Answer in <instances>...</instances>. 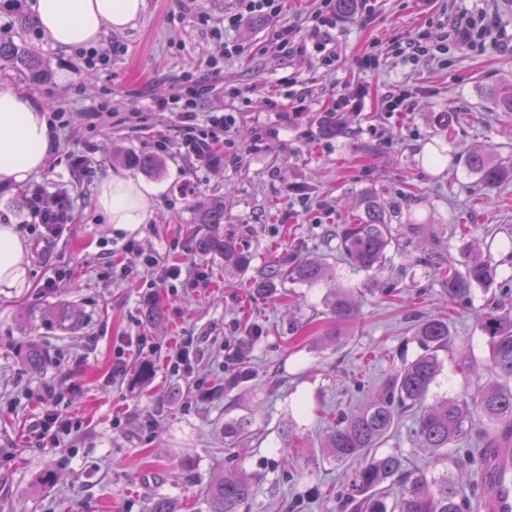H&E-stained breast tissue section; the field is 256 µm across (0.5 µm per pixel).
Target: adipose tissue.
Masks as SVG:
<instances>
[{"mask_svg":"<svg viewBox=\"0 0 512 512\" xmlns=\"http://www.w3.org/2000/svg\"><path fill=\"white\" fill-rule=\"evenodd\" d=\"M145 0H34L41 35L52 46L73 50L95 44L104 31H121L142 13ZM52 148L42 103L12 87L0 88V185L23 184L43 169ZM154 189L113 174L97 188V208L114 232L131 235L151 214ZM24 240L14 225L0 224V294L27 285Z\"/></svg>","mask_w":512,"mask_h":512,"instance_id":"ef3b65f1","label":"adipose tissue"}]
</instances>
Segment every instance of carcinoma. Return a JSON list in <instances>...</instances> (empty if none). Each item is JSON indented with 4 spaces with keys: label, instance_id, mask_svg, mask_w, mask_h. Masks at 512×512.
I'll return each mask as SVG.
<instances>
[{
    "label": "carcinoma",
    "instance_id": "obj_1",
    "mask_svg": "<svg viewBox=\"0 0 512 512\" xmlns=\"http://www.w3.org/2000/svg\"><path fill=\"white\" fill-rule=\"evenodd\" d=\"M24 0H0L14 18L13 26L27 28L31 18L24 13ZM14 73L33 83L48 80L51 72L45 62L22 40L0 32V75ZM500 112H512V86L489 92ZM318 135L338 139L348 134L343 118L336 112L314 116ZM122 161L150 175L162 172L163 161L154 154L128 153ZM465 166L481 182L496 187L512 181V158L494 157L475 151L465 158ZM398 212L383 206L376 192L366 189L356 213L336 225L333 239L336 253L347 263L365 272L380 273L391 262L390 252H401L413 245L419 233L417 224L395 223ZM203 229L192 234L195 250L203 256L224 261V271L245 274L252 294L264 296L279 283L312 287L335 277L328 274L322 258L294 252L284 260L271 259L253 267L256 254L224 233V201L214 199L199 208ZM454 230L468 239L464 260L454 261L448 245L439 238L417 244V262L428 268L448 296V304L465 302L478 288L490 287L498 277L499 264L490 251L470 239L471 225L456 224ZM357 310L354 295L341 284L332 285L330 311L338 322L352 318ZM28 319L61 331L82 328V316L67 304H44L31 309ZM160 320L159 310L150 297L144 298L142 321L153 327ZM480 329L488 338L490 362L478 366L470 347L456 346L461 369L477 380L474 392L465 391L451 398L428 401L431 385L441 371L439 353L451 349L448 322L427 318L417 322L414 336L423 353L395 369L384 392L371 399L363 410L345 415L329 427L323 437L325 458L350 470V483L343 507L349 512H466L472 508L462 494L456 475H439L411 466L398 452L377 453L404 415L414 422L419 448L436 456L439 462L457 464L462 457L476 473H481L489 450L512 445V309L499 306L484 313ZM25 368L41 372L48 364L42 344L30 341L21 351ZM251 421L240 418L224 424V437L244 441L251 436ZM255 480L246 472L225 474L208 487V512H245L253 496Z\"/></svg>",
    "mask_w": 512,
    "mask_h": 512
}]
</instances>
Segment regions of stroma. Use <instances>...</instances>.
Returning <instances> with one entry per match:
<instances>
[{"label": "stroma", "instance_id": "35a3bbf8", "mask_svg": "<svg viewBox=\"0 0 512 512\" xmlns=\"http://www.w3.org/2000/svg\"><path fill=\"white\" fill-rule=\"evenodd\" d=\"M376 21L339 16L336 64L313 51L288 54L273 42L280 26L305 37L318 0H285L275 19L224 29L239 0H145L133 25L105 32V62L89 66L85 50L70 52L44 40L37 27L24 38L46 59L52 77L13 87L45 103L63 124L46 166L33 179L67 185L73 220L52 247L26 236L30 288L0 295V512H147L159 494L175 512H207L204 492L223 472L256 477L249 512H336L348 480L346 466L322 458L321 440L335 418L357 411L379 393L402 360L422 348L415 321L441 317L456 343L487 362L479 328L487 305L512 307V182L491 189L464 165L468 152L512 154V113L497 111L490 88L512 83V0H369ZM483 14L492 37L469 45L446 38L448 14ZM427 32L429 51L395 58L393 44ZM242 52L224 58L225 42ZM376 54L375 67L362 58ZM203 79L199 118L230 112L231 142L220 165H199L176 146L174 113L153 105L183 93L184 78ZM292 78L284 86L283 78ZM239 97H231V89ZM405 92L409 107L386 109L388 95ZM339 112L346 137L321 141L312 121ZM161 154L155 179L163 193L149 201L150 223L133 237L113 234L96 206L99 182L124 171L120 151ZM87 155L95 173L71 172L68 157ZM193 184L198 202L224 199V227L246 239L259 260L295 250L326 252V235L354 212L357 196L375 189L402 218L437 235L452 255L461 243L457 220L492 245L497 282L476 290L470 306H452L415 249L395 255L377 277L340 260L331 267L353 288L356 315L336 323L326 290L279 284L258 299L243 275L198 255L189 227L196 221L179 187ZM154 256L146 266L141 253ZM202 275V288H174L164 274ZM154 294L164 317L144 327L141 300ZM66 300L80 307L77 333L32 326L31 307ZM39 340L49 363L25 370L18 351ZM189 347L180 370L176 346ZM148 361L154 377L130 383ZM248 369L246 378L235 371ZM55 387L57 422L43 438L47 387ZM252 419L253 435L226 447L225 423ZM293 448H285L286 437ZM62 481L42 484L44 474Z\"/></svg>", "mask_w": 512, "mask_h": 512}]
</instances>
